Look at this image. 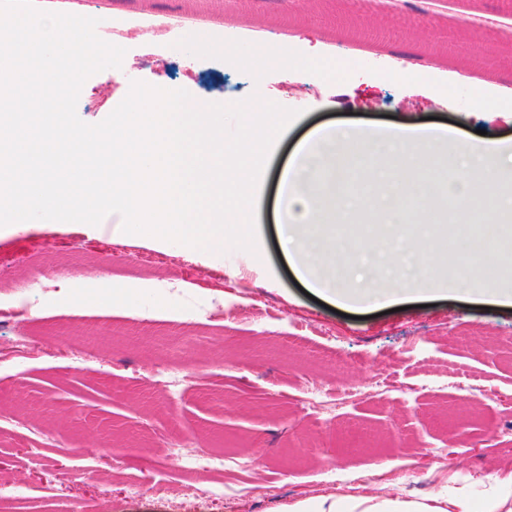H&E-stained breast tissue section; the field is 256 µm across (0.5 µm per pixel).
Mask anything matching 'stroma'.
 <instances>
[{
  "label": "stroma",
  "instance_id": "obj_1",
  "mask_svg": "<svg viewBox=\"0 0 512 512\" xmlns=\"http://www.w3.org/2000/svg\"><path fill=\"white\" fill-rule=\"evenodd\" d=\"M497 5L430 0L429 22L405 24L388 7L357 11L350 0H264L249 12L224 6L211 27L240 54L248 37L238 25L247 19L302 53L345 49L352 63L340 85L304 81L283 66L253 74L214 54L188 55L193 26L147 57L127 43L135 67L85 81L76 111L88 124L103 121L134 81L210 103L257 93L302 115L263 177L260 254L228 250L212 261L123 233L118 221L107 229L29 220L0 234V305L26 304L22 321L0 323V485L14 490L0 512H286L320 496L426 500L463 487L479 499L512 478V302L442 294V285H468L438 230L456 213L445 195L403 226L431 228L423 253L433 266L430 293L359 319L305 295L273 217L281 171L321 124L380 129L435 117L469 139L480 130L512 139V107L492 91L476 101L469 79L451 71L492 45L498 74L512 77V14L497 13L498 26L481 35L463 26ZM400 48L433 67L427 82L404 64L390 71ZM386 163L336 159L356 207L335 225L353 247L389 219L394 185L376 176ZM105 280L131 288L129 308L76 303L78 291L96 292ZM44 282L51 292L41 291ZM212 303L223 304L221 321L203 313ZM313 381L333 388L338 402L309 406ZM219 448L252 460L241 477L249 491H236V474L182 468L181 456ZM405 469L415 470L414 482L398 478ZM202 484L224 497L197 495Z\"/></svg>",
  "mask_w": 512,
  "mask_h": 512
}]
</instances>
